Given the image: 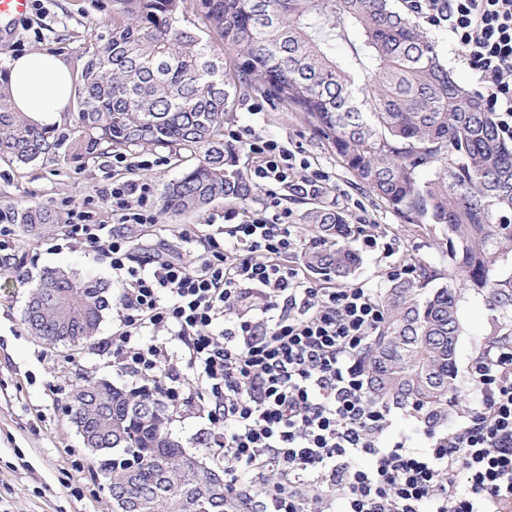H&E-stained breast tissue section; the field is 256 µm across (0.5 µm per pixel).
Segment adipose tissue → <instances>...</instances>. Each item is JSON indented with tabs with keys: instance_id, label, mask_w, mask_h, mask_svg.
Wrapping results in <instances>:
<instances>
[{
	"instance_id": "adipose-tissue-1",
	"label": "adipose tissue",
	"mask_w": 512,
	"mask_h": 512,
	"mask_svg": "<svg viewBox=\"0 0 512 512\" xmlns=\"http://www.w3.org/2000/svg\"><path fill=\"white\" fill-rule=\"evenodd\" d=\"M8 85L16 111L44 126L60 124L69 112L75 80L71 67L46 50L10 58Z\"/></svg>"
}]
</instances>
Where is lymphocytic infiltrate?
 Listing matches in <instances>:
<instances>
[{"mask_svg":"<svg viewBox=\"0 0 512 512\" xmlns=\"http://www.w3.org/2000/svg\"><path fill=\"white\" fill-rule=\"evenodd\" d=\"M408 7L447 28L478 96L512 138V0ZM227 137L251 156L267 202L225 239L187 225L175 232L177 253L138 248L127 228L158 222L154 186L142 177L113 181L103 194L113 229L70 211L66 238L105 253L120 288L113 358L151 374L168 400L197 405L211 444L224 450L225 498L246 494L256 512H512V340L475 361L478 403L458 425L427 416V446L386 441L388 410L368 398L360 372L384 319L379 295L309 278L298 261L307 241L284 204L291 193L322 195L330 173L252 127ZM158 336L183 344L187 369L206 384L196 397L180 396L184 371Z\"/></svg>","mask_w":512,"mask_h":512,"instance_id":"obj_1","label":"lymphocytic infiltrate"}]
</instances>
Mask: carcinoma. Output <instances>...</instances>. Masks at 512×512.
Here are the masks:
<instances>
[{"instance_id":"cac0c4a2","label":"carcinoma","mask_w":512,"mask_h":512,"mask_svg":"<svg viewBox=\"0 0 512 512\" xmlns=\"http://www.w3.org/2000/svg\"><path fill=\"white\" fill-rule=\"evenodd\" d=\"M108 37L87 51L75 83V118L42 127L13 110L0 70V158L20 165L63 158L80 166L116 149L186 150L198 163L170 183L163 207L195 212L218 197L245 204L255 190L224 140L237 88L257 85L302 114L345 167L406 224L439 232L448 266L420 263L381 296L385 319L361 357L368 394L417 407L448 424L457 392L463 293L512 311V141L442 61L428 29L392 0H197L201 27L181 24L185 0H117ZM233 71H211L223 50ZM316 246L304 263L350 278L360 258L341 212L304 215ZM0 222L31 232L55 224L40 205L7 203ZM442 284L433 291L427 285ZM112 310L99 279L66 267L39 275L24 310L30 332L78 347ZM77 429L107 471L109 493L132 512H252L224 501L223 475L187 454L167 429L162 401L83 376L71 395Z\"/></svg>"}]
</instances>
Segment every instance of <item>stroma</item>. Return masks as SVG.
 <instances>
[{
  "instance_id": "obj_1",
  "label": "stroma",
  "mask_w": 512,
  "mask_h": 512,
  "mask_svg": "<svg viewBox=\"0 0 512 512\" xmlns=\"http://www.w3.org/2000/svg\"><path fill=\"white\" fill-rule=\"evenodd\" d=\"M117 8L116 0H32L26 18L13 25L0 22V68L16 54L43 49L63 56L73 71H80L88 48L105 33ZM228 125L254 127L291 150L303 151L331 173L324 197L312 200L297 195L287 201L302 232L310 230L303 222L305 212L316 206L342 212L351 224L370 220L385 232L393 255L385 256L379 248L363 251L355 282L382 292L389 283V265L444 262L433 236L404 224L363 187L298 114L247 87L238 93ZM126 155L141 160L163 158V165L144 172L159 197L196 163L190 153L161 148L132 147ZM131 176L130 170L114 166L109 153L92 157L78 168L60 159L28 165L0 160V202L45 205L60 218L59 223L43 225L32 233L18 224L0 226L7 244V263L0 265V512L114 510L105 474L72 420L69 395L82 373L129 390L150 389L154 383L132 374L104 352L105 343L120 328L117 312H109L94 341L77 350L43 344L28 331L23 316L43 268L66 266L83 276L111 280L107 258L94 254L86 244L64 240L63 220L69 209L81 208L91 212L94 222L111 223L112 211L100 196L113 181ZM265 201L260 192L245 205L218 198L198 212L164 211L158 226H138L130 235L136 244L153 247L171 238L172 228L181 224L202 230L213 222L231 227L245 214L261 209ZM465 297L456 383L467 393L471 363L487 339L512 331V318L491 314L474 291H467ZM168 429L187 453L211 464L222 463V455L208 446L211 424L206 417L192 412L174 415Z\"/></svg>"
}]
</instances>
